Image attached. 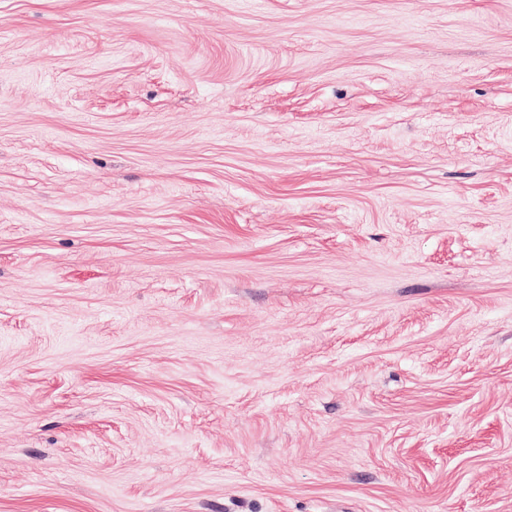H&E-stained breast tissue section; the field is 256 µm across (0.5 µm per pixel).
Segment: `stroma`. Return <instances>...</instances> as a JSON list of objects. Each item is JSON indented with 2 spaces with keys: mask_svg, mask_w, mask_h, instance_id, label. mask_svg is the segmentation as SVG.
<instances>
[{
  "mask_svg": "<svg viewBox=\"0 0 512 512\" xmlns=\"http://www.w3.org/2000/svg\"><path fill=\"white\" fill-rule=\"evenodd\" d=\"M0 512H512V0H0Z\"/></svg>",
  "mask_w": 512,
  "mask_h": 512,
  "instance_id": "1",
  "label": "stroma"
}]
</instances>
